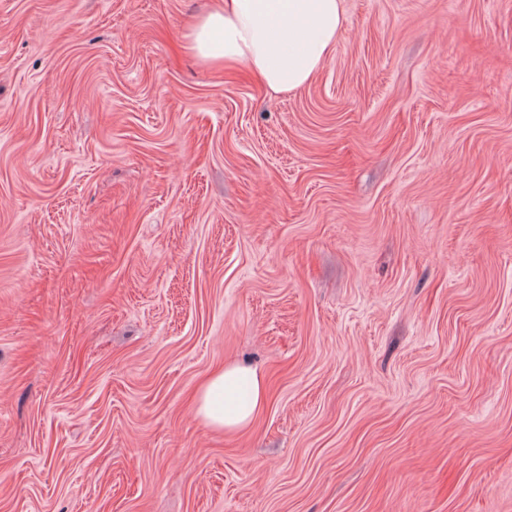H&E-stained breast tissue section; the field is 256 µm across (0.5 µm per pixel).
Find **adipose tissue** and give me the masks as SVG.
<instances>
[{"mask_svg": "<svg viewBox=\"0 0 512 512\" xmlns=\"http://www.w3.org/2000/svg\"><path fill=\"white\" fill-rule=\"evenodd\" d=\"M343 0H213L194 19L184 50L203 64L244 68L279 94L308 84L336 51ZM268 399L256 368L226 363L198 389L196 413L212 429H247Z\"/></svg>", "mask_w": 512, "mask_h": 512, "instance_id": "ef3b65f1", "label": "adipose tissue"}]
</instances>
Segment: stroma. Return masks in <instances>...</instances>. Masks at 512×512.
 <instances>
[{
  "label": "stroma",
  "instance_id": "obj_1",
  "mask_svg": "<svg viewBox=\"0 0 512 512\" xmlns=\"http://www.w3.org/2000/svg\"><path fill=\"white\" fill-rule=\"evenodd\" d=\"M209 4L0 0V512H512V0H344L274 96ZM267 399V384L261 372L229 362L199 387L196 413L212 429L240 432L250 426Z\"/></svg>",
  "mask_w": 512,
  "mask_h": 512
}]
</instances>
